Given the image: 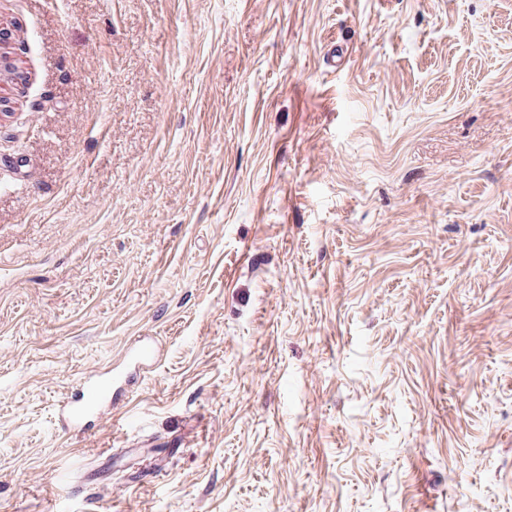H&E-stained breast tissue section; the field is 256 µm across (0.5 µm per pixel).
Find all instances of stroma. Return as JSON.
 Segmentation results:
<instances>
[{
    "label": "stroma",
    "instance_id": "1",
    "mask_svg": "<svg viewBox=\"0 0 512 512\" xmlns=\"http://www.w3.org/2000/svg\"><path fill=\"white\" fill-rule=\"evenodd\" d=\"M0 28V512H512V0ZM77 391L63 401L62 408L72 426L83 431L88 423L87 416L103 402L112 400V389L101 375L90 373L83 377Z\"/></svg>",
    "mask_w": 512,
    "mask_h": 512
}]
</instances>
